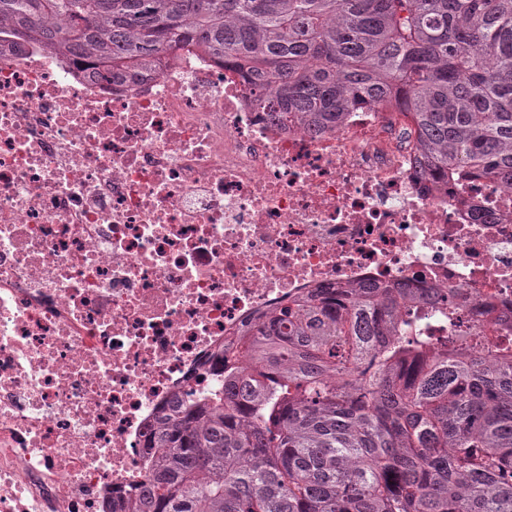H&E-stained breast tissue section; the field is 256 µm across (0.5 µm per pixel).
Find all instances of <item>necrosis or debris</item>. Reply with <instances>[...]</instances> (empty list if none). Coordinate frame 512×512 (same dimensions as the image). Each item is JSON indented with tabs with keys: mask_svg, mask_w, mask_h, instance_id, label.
Here are the masks:
<instances>
[{
	"mask_svg": "<svg viewBox=\"0 0 512 512\" xmlns=\"http://www.w3.org/2000/svg\"><path fill=\"white\" fill-rule=\"evenodd\" d=\"M400 99L312 130L186 44L130 84L0 29V512H116L147 439L266 313L453 290L512 334V190L423 174Z\"/></svg>",
	"mask_w": 512,
	"mask_h": 512,
	"instance_id": "obj_1",
	"label": "necrosis or debris"
}]
</instances>
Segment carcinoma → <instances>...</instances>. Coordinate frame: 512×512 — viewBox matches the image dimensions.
<instances>
[{
	"label": "carcinoma",
	"instance_id": "cac0c4a2",
	"mask_svg": "<svg viewBox=\"0 0 512 512\" xmlns=\"http://www.w3.org/2000/svg\"><path fill=\"white\" fill-rule=\"evenodd\" d=\"M0 27L95 81L192 42L310 128L399 95L427 171L512 189V0H0ZM432 302L451 335H428ZM247 352L155 431L154 490L123 509L512 512V343L461 326L454 294L338 288L270 314Z\"/></svg>",
	"mask_w": 512,
	"mask_h": 512
}]
</instances>
